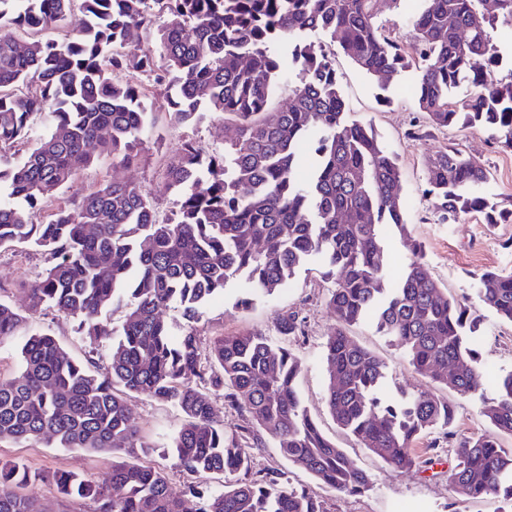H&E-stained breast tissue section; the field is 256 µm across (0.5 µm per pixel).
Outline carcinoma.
<instances>
[{
	"instance_id": "carcinoma-1",
	"label": "carcinoma",
	"mask_w": 512,
	"mask_h": 512,
	"mask_svg": "<svg viewBox=\"0 0 512 512\" xmlns=\"http://www.w3.org/2000/svg\"><path fill=\"white\" fill-rule=\"evenodd\" d=\"M382 2L0 0V250L31 248L45 262L24 311L0 302V340L55 311L88 343L78 359L48 329L20 334L21 374L0 383V442L47 440L114 457L102 482L0 460V512H42L25 492L42 484L67 501L92 503L93 512H183L167 473L133 461L150 444L130 420V394L183 414L171 448L176 468L190 477L197 512H327L283 472L254 469L243 449L269 441L340 497L370 490L367 472L301 406L299 313L280 316L275 336L239 329L204 347L195 332L206 304L230 282L244 280L237 306L246 309L285 287L310 259L321 260L332 283L337 325L322 355L336 424L398 473L421 467L413 443L440 428L454 448L456 492L512 504V448L502 447L512 438V374L483 402L488 430L468 436L452 430L454 408L429 388L383 397L388 364L347 333L369 320L433 383L462 395L479 388L480 320L432 276L421 242L410 236L397 158L371 125L348 117L333 53L315 40L329 37L381 87L418 68L417 105L428 126L489 129L511 149L512 73L495 77L502 56L494 33L499 19L512 21V0H500L494 13L485 12V0H423L406 45L375 25ZM76 3L88 23L55 35ZM143 37L157 40L161 53L125 51ZM276 42L288 43V54L271 53ZM291 69L302 84L288 86L289 103L278 108ZM134 74L174 90L171 124L194 123L203 110L224 119L233 131L224 150L205 157L193 140L181 144L165 170L178 193L166 222L147 194L115 172L58 206L47 223H33L95 154H112L115 169L138 161L157 118ZM45 112L54 131L37 137L33 120ZM426 173L441 220L475 213L490 224L512 220V209L487 196L486 169L462 152L430 156ZM387 227L410 248L392 283ZM476 297L512 324V270L482 273ZM172 305L187 321L177 337L163 317ZM115 310L123 313L118 328L107 318ZM104 340L112 342L106 361ZM213 394L239 422L214 419ZM215 475L218 487L209 483Z\"/></svg>"
}]
</instances>
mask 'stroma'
I'll list each match as a JSON object with an SVG mask.
<instances>
[{"instance_id": "obj_1", "label": "stroma", "mask_w": 512, "mask_h": 512, "mask_svg": "<svg viewBox=\"0 0 512 512\" xmlns=\"http://www.w3.org/2000/svg\"><path fill=\"white\" fill-rule=\"evenodd\" d=\"M423 7L422 0H387L376 17L381 32L401 43L409 41V20ZM335 68L350 118L372 124L386 148L394 153L402 172V199L411 234L422 242L426 260L449 296L470 307L481 320L479 347L483 374L478 394L459 395L438 389L440 398L455 409V427L467 435L484 433L488 423L481 414L482 398L496 397L501 380L512 373V325L500 322L474 294L475 280L487 270H512V223L488 224L481 216L468 214L455 223L438 219L434 200L427 193L426 161L438 151L454 147L481 163L490 172L486 192L499 202L512 201V151L493 144L488 132L479 129L437 130L427 127L416 105L417 72L394 74L386 86H378L359 71L343 54H336ZM232 135L221 118L206 114L193 125L166 126L161 140L146 143L136 165L121 175L153 197L160 216L171 217L174 194L167 188L165 168L174 161L184 139L196 140L204 149L221 147ZM112 178V157L99 155L81 170L60 192L63 200L81 198L89 190ZM44 268L36 251L15 248L0 251V301L16 309L26 305V288ZM323 268L312 260L298 271L279 293L257 298L249 310L236 308L243 293V281L229 283L222 300L209 305L195 329L202 341L222 331L249 328L274 334L279 315L296 311L306 319L307 338L299 347L304 368L297 390L303 407L323 434L370 476L369 492L340 498L308 472L289 465L273 446L251 449L255 468H275L285 473L291 486L303 488L321 500L328 512H501L498 498L466 500L448 480L454 464L451 448H444L440 463L427 464L411 474L395 472L371 455L349 433L337 426L326 404L325 361L321 354L324 338L335 328L336 318L326 304L327 283ZM350 335L361 345L385 359L389 377L384 391L396 396L399 390L412 391L429 385L408 364L402 350L380 336L371 323L350 327ZM126 404L132 422L150 445L144 462L164 469L172 492L182 498L185 512H196L197 501L187 495L185 478L174 470L170 441L182 416L177 407L129 395ZM0 459L23 462L31 470H62L101 480L112 465L108 454L83 449L54 448L43 444L19 446L0 443Z\"/></svg>"}]
</instances>
